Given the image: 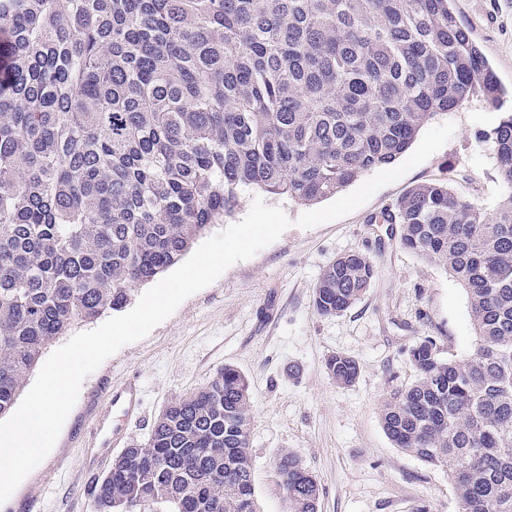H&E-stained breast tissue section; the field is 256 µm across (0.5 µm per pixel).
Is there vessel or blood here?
I'll return each instance as SVG.
<instances>
[{
  "label": "vessel or blood",
  "mask_w": 512,
  "mask_h": 512,
  "mask_svg": "<svg viewBox=\"0 0 512 512\" xmlns=\"http://www.w3.org/2000/svg\"><path fill=\"white\" fill-rule=\"evenodd\" d=\"M101 398L105 409L91 421L96 432L93 445L97 452L92 457V466L96 469L107 465L110 449L126 447L127 425L138 417L141 407L139 388L133 383L121 389H104Z\"/></svg>",
  "instance_id": "1"
}]
</instances>
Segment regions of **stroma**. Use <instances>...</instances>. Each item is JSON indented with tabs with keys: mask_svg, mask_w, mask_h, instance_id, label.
Segmentation results:
<instances>
[{
	"mask_svg": "<svg viewBox=\"0 0 512 512\" xmlns=\"http://www.w3.org/2000/svg\"><path fill=\"white\" fill-rule=\"evenodd\" d=\"M455 10L504 88H512V0H455ZM512 111V98L494 106L478 98L434 116L454 122L451 140L427 161L379 189L348 216L310 229L293 225L253 258L231 265L189 296L148 336L122 347L85 378L51 452L22 481L0 512H89L95 480L86 469L90 419L100 392L137 381L142 417L128 427L145 441L165 406L197 390L231 365L247 377L253 397L249 436L259 512H285L276 463L297 454L320 486L318 512H459L449 471L395 448L378 416L388 389L417 377L409 350L437 337L457 357L476 345L465 288L440 265L403 248L388 224L372 223L409 188L445 181L468 202L493 213L505 194L490 143L483 141ZM297 219L307 207L285 195L241 192L222 225L248 213L254 198ZM368 254L376 274L364 297L346 312L323 317L313 290L337 257ZM334 353L360 365L349 386L334 383L325 362Z\"/></svg>",
	"mask_w": 512,
	"mask_h": 512,
	"instance_id": "35a3bbf8",
	"label": "stroma"
}]
</instances>
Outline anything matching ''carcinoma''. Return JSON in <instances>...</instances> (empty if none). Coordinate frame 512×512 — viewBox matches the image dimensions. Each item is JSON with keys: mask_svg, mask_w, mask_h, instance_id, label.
Returning a JSON list of instances; mask_svg holds the SVG:
<instances>
[{"mask_svg": "<svg viewBox=\"0 0 512 512\" xmlns=\"http://www.w3.org/2000/svg\"><path fill=\"white\" fill-rule=\"evenodd\" d=\"M455 0H0V417L43 351L118 311L176 264L246 188L314 204L393 163L437 113L504 89ZM507 188L487 215L444 181L377 218L467 291L476 346L410 349L387 391L393 445L448 468L461 512H512V112L485 134ZM373 261L330 263L325 317L370 288ZM332 380L359 375L326 361ZM246 376L224 367L171 401L146 443L98 477L91 512H258ZM288 512L320 486L284 451Z\"/></svg>", "mask_w": 512, "mask_h": 512, "instance_id": "carcinoma-1", "label": "carcinoma"}]
</instances>
